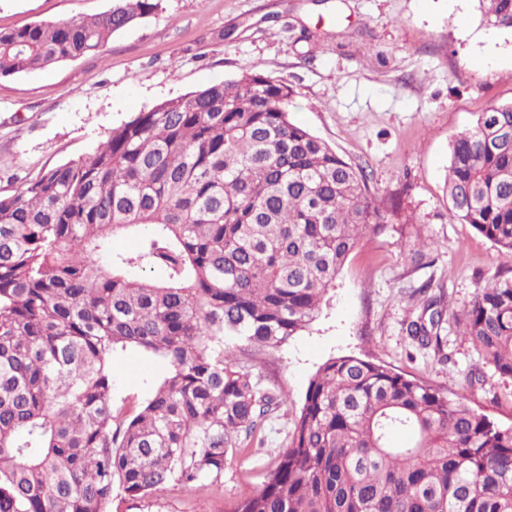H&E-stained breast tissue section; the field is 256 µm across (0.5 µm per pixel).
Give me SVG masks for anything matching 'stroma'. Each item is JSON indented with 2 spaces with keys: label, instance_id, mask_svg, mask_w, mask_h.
I'll return each instance as SVG.
<instances>
[{
  "label": "stroma",
  "instance_id": "35a3bbf8",
  "mask_svg": "<svg viewBox=\"0 0 512 512\" xmlns=\"http://www.w3.org/2000/svg\"><path fill=\"white\" fill-rule=\"evenodd\" d=\"M111 5L0 0V29L79 20ZM252 65L288 82L291 118L366 169L372 195L396 198L397 211L350 253L306 330L269 352L235 350L237 362L287 396L252 460L228 463L211 491L171 483L147 500H115V512H224L242 491L261 488L311 378L334 357L385 364L512 425V394L498 375L468 384L478 356L455 327L443 326L438 356L404 326L423 304V285L459 313L502 262L493 242L451 220L445 193L453 138L479 112L512 101V31L481 26L474 0H162L96 53L0 77V195L91 152L138 113ZM422 239L433 249L410 259ZM165 372L139 351L116 353L115 404L137 412Z\"/></svg>",
  "mask_w": 512,
  "mask_h": 512
}]
</instances>
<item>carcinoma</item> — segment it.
I'll list each match as a JSON object with an SVG mask.
<instances>
[{"label": "carcinoma", "mask_w": 512, "mask_h": 512, "mask_svg": "<svg viewBox=\"0 0 512 512\" xmlns=\"http://www.w3.org/2000/svg\"><path fill=\"white\" fill-rule=\"evenodd\" d=\"M476 2L486 29L512 30V0ZM161 3L0 30V77L95 52ZM292 96L248 67L0 195V512H109L172 482L208 488L264 445L285 397L235 364L224 337L277 348L307 329L349 254L396 213L290 118ZM447 194L506 268L460 314L428 297L406 331L438 348L447 317L476 371L512 383V102L454 137ZM127 235L136 248L114 249ZM129 347L169 366L133 415L112 388L114 353ZM396 431L413 441L393 446ZM227 512H512V426L384 364L331 358L262 488Z\"/></svg>", "instance_id": "obj_1"}]
</instances>
